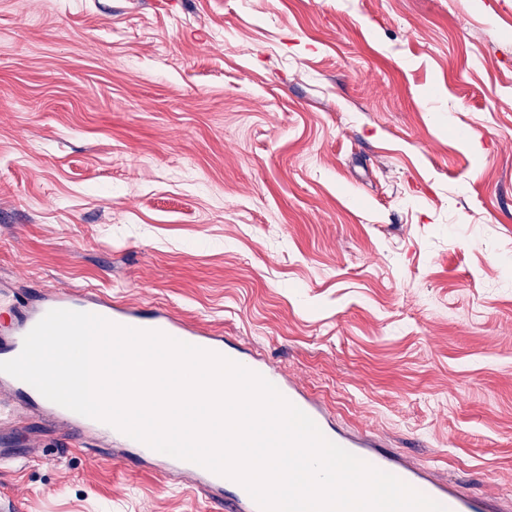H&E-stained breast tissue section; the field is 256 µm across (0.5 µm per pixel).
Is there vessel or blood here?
<instances>
[{"label":"vessel or blood","mask_w":512,"mask_h":512,"mask_svg":"<svg viewBox=\"0 0 512 512\" xmlns=\"http://www.w3.org/2000/svg\"><path fill=\"white\" fill-rule=\"evenodd\" d=\"M68 309L99 315L110 322L141 330H156L176 340L209 350L233 360L271 382L290 403L309 415L323 436L359 457L371 466L390 473L417 492L443 505L447 512H503L500 499L491 494L474 496L460 486L435 479L426 467L410 463L401 454L386 447L378 436L349 434L331 425L320 402L305 393L269 361L241 349L225 345L223 337L209 329L188 323L169 310L158 308L145 314L124 302L95 293H75L67 289L43 290L13 307V316L0 329V361L16 358L22 351L26 334L50 310ZM0 403L13 412H27L42 424H63L68 430L67 447L81 448L98 437H107L109 447L99 449L103 458H111L112 446L135 449L140 459L153 463L163 476H190L198 491L226 512H260L246 489L230 478L196 463L156 451L136 441L114 426L72 412L46 399L35 387L0 372Z\"/></svg>","instance_id":"obj_1"}]
</instances>
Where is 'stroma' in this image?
<instances>
[{"mask_svg":"<svg viewBox=\"0 0 512 512\" xmlns=\"http://www.w3.org/2000/svg\"><path fill=\"white\" fill-rule=\"evenodd\" d=\"M0 0V293L92 290L270 358L336 426L512 499V11ZM30 425L21 512H223Z\"/></svg>","mask_w":512,"mask_h":512,"instance_id":"35a3bbf8","label":"stroma"}]
</instances>
